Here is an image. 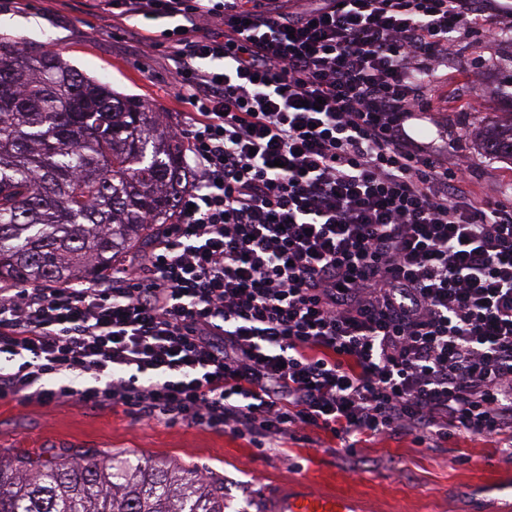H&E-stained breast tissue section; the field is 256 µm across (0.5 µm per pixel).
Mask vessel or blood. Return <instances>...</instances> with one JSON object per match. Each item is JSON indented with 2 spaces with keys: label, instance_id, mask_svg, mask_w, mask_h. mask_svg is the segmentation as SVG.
Wrapping results in <instances>:
<instances>
[{
  "label": "vessel or blood",
  "instance_id": "vessel-or-blood-1",
  "mask_svg": "<svg viewBox=\"0 0 512 512\" xmlns=\"http://www.w3.org/2000/svg\"><path fill=\"white\" fill-rule=\"evenodd\" d=\"M259 512H363L361 500L334 490L317 491L298 479L268 489L258 503Z\"/></svg>",
  "mask_w": 512,
  "mask_h": 512
}]
</instances>
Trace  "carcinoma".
<instances>
[{
    "mask_svg": "<svg viewBox=\"0 0 512 512\" xmlns=\"http://www.w3.org/2000/svg\"><path fill=\"white\" fill-rule=\"evenodd\" d=\"M484 146L512 159V124ZM189 168L137 98L0 36V284L90 279L170 224ZM0 512H224V488L166 460L0 456Z\"/></svg>",
    "mask_w": 512,
    "mask_h": 512,
    "instance_id": "carcinoma-1",
    "label": "carcinoma"
}]
</instances>
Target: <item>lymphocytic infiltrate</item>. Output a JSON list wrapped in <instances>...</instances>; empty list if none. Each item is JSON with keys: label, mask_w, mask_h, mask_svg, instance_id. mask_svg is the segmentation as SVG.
<instances>
[{"label": "lymphocytic infiltrate", "mask_w": 512, "mask_h": 512, "mask_svg": "<svg viewBox=\"0 0 512 512\" xmlns=\"http://www.w3.org/2000/svg\"><path fill=\"white\" fill-rule=\"evenodd\" d=\"M192 106L176 220L110 277L0 288V399L124 408L270 448L321 432L512 447V197L418 141L496 0H104ZM223 24L220 37L202 28Z\"/></svg>", "instance_id": "obj_1"}]
</instances>
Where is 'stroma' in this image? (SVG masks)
<instances>
[{
	"label": "stroma",
	"mask_w": 512,
	"mask_h": 512,
	"mask_svg": "<svg viewBox=\"0 0 512 512\" xmlns=\"http://www.w3.org/2000/svg\"><path fill=\"white\" fill-rule=\"evenodd\" d=\"M97 0H0V32L25 47H54L85 74L147 104L161 126L176 127L190 106L177 97L168 47ZM438 125L418 124L423 142L447 139L468 155L479 185L512 193V161L488 154L482 134L512 113V37L461 35L449 50L448 78L436 99ZM92 448L117 457L168 459L224 486V512H255L265 488L306 478L314 487L367 499L373 512H472L478 487L512 477V455L488 438L422 448L411 439L368 442L348 454L338 442L280 440L258 450L218 430L134 421L123 408L21 406L0 400V454L31 459Z\"/></svg>",
	"instance_id": "stroma-1"
}]
</instances>
